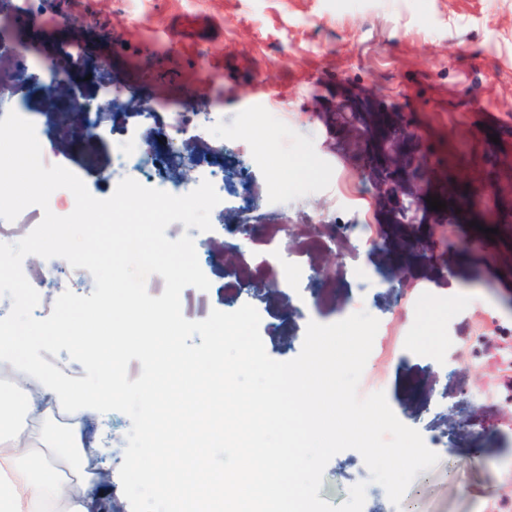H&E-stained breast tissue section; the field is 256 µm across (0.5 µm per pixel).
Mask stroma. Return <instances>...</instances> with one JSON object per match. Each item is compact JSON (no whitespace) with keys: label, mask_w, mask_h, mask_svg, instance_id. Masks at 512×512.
Here are the masks:
<instances>
[{"label":"stroma","mask_w":512,"mask_h":512,"mask_svg":"<svg viewBox=\"0 0 512 512\" xmlns=\"http://www.w3.org/2000/svg\"><path fill=\"white\" fill-rule=\"evenodd\" d=\"M28 18L0 27V44L22 43L37 61L69 76L75 99L107 87L123 97L186 111L196 98L208 111L224 101L218 142L234 162V145L264 146L269 166L254 173V214L263 228L247 237L225 200L208 231L168 226L175 240L190 234L211 286L207 310L232 312L249 304L260 315L269 357L288 361L301 351L309 321L330 324L359 310L379 321L360 383V396L384 392L399 420L418 430L439 463L417 474L410 490L419 512H500L512 500V396L488 342L512 330V223L496 225L473 191L504 184L512 170V0H28ZM206 16L223 36L194 45L180 36L186 15ZM136 41H129V31ZM86 56L78 68L59 59L60 44ZM269 92L255 101V84ZM347 82L387 95L411 114L437 162L436 178L463 191L460 223L400 224L401 252L382 263L379 251L326 244L311 266L329 262L336 286L317 277L275 281L267 235L305 247L318 224L379 229L381 217L362 178L325 147L327 132L311 110L321 85ZM262 111L263 123L250 113ZM65 166L96 198L115 187L112 137L88 153L77 141L57 144ZM285 178H277L279 166ZM276 183V202L267 199ZM236 247L252 276L240 289L218 252ZM368 270L375 286L340 281L344 267ZM458 347L463 361L449 363ZM91 426L111 436L103 466L118 477L131 420L123 412L94 413ZM361 455L345 450L328 462L319 496L332 505L366 482L363 512H396L385 489L369 482Z\"/></svg>","instance_id":"35a3bbf8"}]
</instances>
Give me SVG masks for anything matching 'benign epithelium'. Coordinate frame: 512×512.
Listing matches in <instances>:
<instances>
[{
  "mask_svg": "<svg viewBox=\"0 0 512 512\" xmlns=\"http://www.w3.org/2000/svg\"><path fill=\"white\" fill-rule=\"evenodd\" d=\"M314 111L325 117L334 149L344 155L370 185L386 224H445L453 211L430 208L441 197L435 168L411 117L395 101L346 82L332 84L314 99Z\"/></svg>",
  "mask_w": 512,
  "mask_h": 512,
  "instance_id": "1",
  "label": "benign epithelium"
}]
</instances>
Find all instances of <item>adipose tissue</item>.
I'll return each mask as SVG.
<instances>
[{
  "instance_id": "1",
  "label": "adipose tissue",
  "mask_w": 512,
  "mask_h": 512,
  "mask_svg": "<svg viewBox=\"0 0 512 512\" xmlns=\"http://www.w3.org/2000/svg\"><path fill=\"white\" fill-rule=\"evenodd\" d=\"M47 417L23 392L0 386V512H109L106 490L72 464L84 426L68 427L60 446Z\"/></svg>"
}]
</instances>
